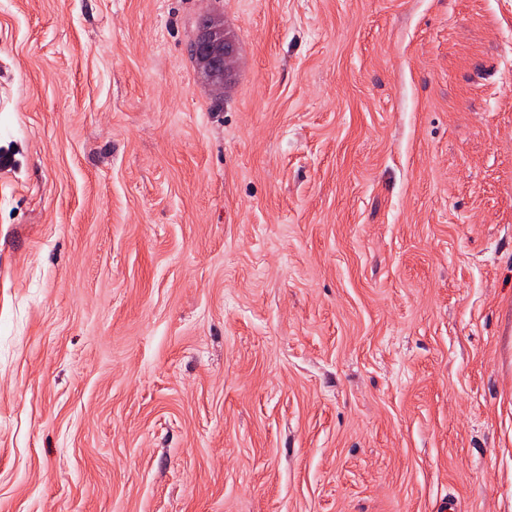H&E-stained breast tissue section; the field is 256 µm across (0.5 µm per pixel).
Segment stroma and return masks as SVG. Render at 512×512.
Segmentation results:
<instances>
[{
    "mask_svg": "<svg viewBox=\"0 0 512 512\" xmlns=\"http://www.w3.org/2000/svg\"><path fill=\"white\" fill-rule=\"evenodd\" d=\"M509 330L512 0H0V512H512ZM191 50L196 51L198 47H203L212 52L214 66L224 68V79L210 80L205 70L210 67V63L206 57H196L192 55L196 66L200 69L204 78L217 92V95L224 96V81L230 76L234 59L237 55L238 48L236 43L225 34L222 30H209L207 32H198L192 41Z\"/></svg>",
    "mask_w": 512,
    "mask_h": 512,
    "instance_id": "35a3bbf8",
    "label": "stroma"
}]
</instances>
